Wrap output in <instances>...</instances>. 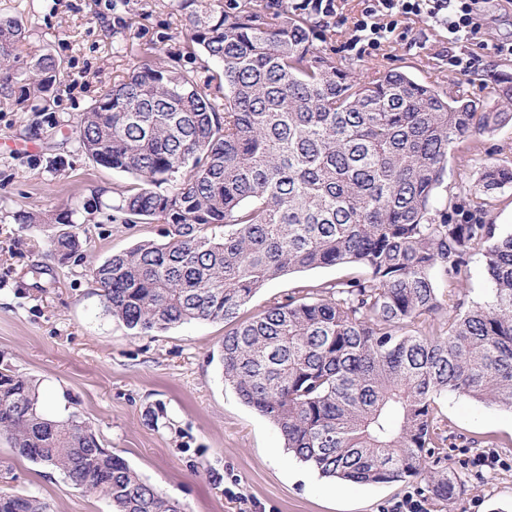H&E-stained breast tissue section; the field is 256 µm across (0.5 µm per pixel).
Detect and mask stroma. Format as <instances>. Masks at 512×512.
I'll use <instances>...</instances> for the list:
<instances>
[{"mask_svg":"<svg viewBox=\"0 0 512 512\" xmlns=\"http://www.w3.org/2000/svg\"><path fill=\"white\" fill-rule=\"evenodd\" d=\"M344 24L335 26L327 52L371 81L388 69L404 71L440 89L456 88L498 111L491 89L512 75V58L488 57L467 76L448 66V33L419 18H403L402 38L357 54L346 41L359 0H339ZM0 15L22 20L26 50H49L67 74L49 111L23 112L0 105V362L37 382L47 415L78 412L103 447L122 457L185 512H391L404 497L429 499L418 478L388 484L339 483L289 453L278 429L247 406L225 382L221 354L228 330L221 321L194 320L152 335L134 336L109 315L91 269L141 240L163 242L161 224H84L82 257L54 254L53 224H18L17 211L60 210L100 191L111 201L128 174L96 164L76 141L51 147L49 120L70 133L100 89L142 66L148 48L174 54L184 22L169 0H0ZM512 165V122L456 143L449 155L439 205L474 195L485 164ZM357 267L317 268L275 280L247 304L297 295L301 286L359 275ZM451 305L467 309L491 299L481 254L469 258L462 288ZM448 423L440 466L463 485L454 512H512V412L457 394L437 400ZM495 453L493 467L477 458ZM0 491L33 495L49 512H112L100 493L71 488L59 473L17 455L0 439Z\"/></svg>","mask_w":512,"mask_h":512,"instance_id":"obj_1","label":"stroma"}]
</instances>
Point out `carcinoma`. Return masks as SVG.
<instances>
[{
  "instance_id": "1",
  "label": "carcinoma",
  "mask_w": 512,
  "mask_h": 512,
  "mask_svg": "<svg viewBox=\"0 0 512 512\" xmlns=\"http://www.w3.org/2000/svg\"><path fill=\"white\" fill-rule=\"evenodd\" d=\"M185 21L182 50L221 72L206 76L155 57L98 93L75 133L96 164L130 175L116 189L112 222L166 224V241H142L92 269L105 310L135 335L192 320L233 325L224 336V379L271 420L285 445L326 477L384 484L420 477L448 446L436 399L455 393L512 410V232L488 222L485 202L434 206L454 143L490 132L512 113L484 111L461 91L404 72L355 79L313 43L300 13L261 0H171ZM25 28L0 16V104L49 110L65 75L42 49L17 53ZM512 107V77L492 88ZM482 192L512 185V167L487 165ZM95 221L87 200L48 219L64 224V257L83 248L74 216ZM212 225L224 235L208 233ZM482 252L492 301L445 310L434 273L456 285ZM349 264L359 277L304 286L248 316L269 282ZM446 311L448 330L419 329ZM0 438L113 512H184L77 413L41 410L36 384L0 366ZM461 479L440 470L427 487L453 512ZM38 498L0 493V512H46Z\"/></svg>"
}]
</instances>
